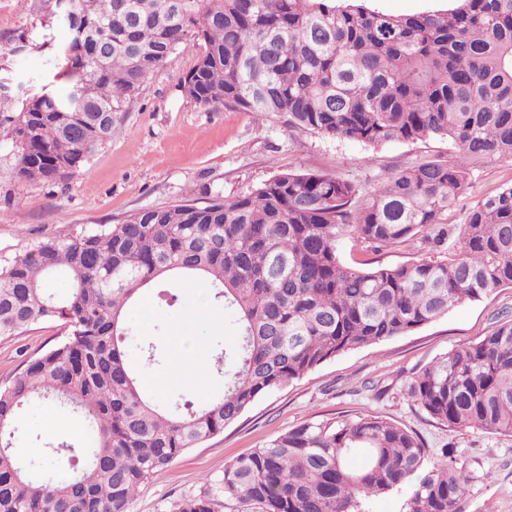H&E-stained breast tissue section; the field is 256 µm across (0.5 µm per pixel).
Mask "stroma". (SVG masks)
Listing matches in <instances>:
<instances>
[{"instance_id":"obj_1","label":"stroma","mask_w":512,"mask_h":512,"mask_svg":"<svg viewBox=\"0 0 512 512\" xmlns=\"http://www.w3.org/2000/svg\"><path fill=\"white\" fill-rule=\"evenodd\" d=\"M22 29L34 48L11 53L9 38ZM66 35L62 18L43 23L34 0H0V82L21 97L50 82L65 90V82L54 78L52 53L43 43L62 42ZM197 56L192 46L174 50L144 79L122 112L112 140L55 185L13 181L17 149L0 128V265L45 239L116 224L132 212L175 204L191 194L200 200L214 193L231 199L281 172L326 171L349 180L366 197L397 171L430 160L448 161L458 153L454 144L440 137L368 145L291 128L284 114L261 117L210 109L181 89ZM470 180L468 194L448 212L450 234L443 247L420 238L378 247L344 236L337 242L340 259L358 268L397 267L454 253L468 210L501 185L512 183V160L491 157L471 165ZM180 296L171 307L155 302L147 310L138 303L129 309L127 351L140 366L142 342L155 343L164 359L153 366V373L173 377L165 400L185 392L203 400L218 390L220 376L213 369L198 377L176 375L171 343L183 325L195 324L196 345L211 360L235 344L236 326L230 311L214 302L206 286L182 288ZM506 316L512 318V287L463 302L411 333L336 356L302 379L263 395L224 432L187 449L140 489L129 512H172L178 500L216 483L225 464L302 422L360 415H376L416 432L429 456L449 450L472 477L461 512H512V436L449 428L431 419L407 394L412 375L449 351L478 342ZM62 332L58 323L45 322L0 337V386L27 360L52 348ZM88 438L78 419L37 400L22 412L16 446L27 468L39 473L46 467L42 442Z\"/></svg>"}]
</instances>
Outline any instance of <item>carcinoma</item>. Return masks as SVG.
I'll list each match as a JSON object with an SVG mask.
<instances>
[{"label": "carcinoma", "mask_w": 512, "mask_h": 512, "mask_svg": "<svg viewBox=\"0 0 512 512\" xmlns=\"http://www.w3.org/2000/svg\"><path fill=\"white\" fill-rule=\"evenodd\" d=\"M67 21L56 77L4 115L12 178L64 179L112 139L144 78L179 46L199 48L181 81L214 110L284 113L294 128L380 144L437 136L458 160L392 175L365 200L324 172H283L252 192L138 210L119 224L48 238L0 268V336L60 320L65 335L0 386V512H128L139 488L218 435L261 396L349 351L405 335L512 285V184L472 207L456 257L360 270L344 235L394 245L448 237L469 166L512 159V0H454L390 15L366 0H39ZM63 275L67 295L51 279ZM203 283L233 310L237 344L215 358L224 388L163 403L126 356L127 308L152 288L167 305ZM408 395L452 428L512 435V320L425 366ZM39 398L81 417L90 446L44 443L50 462L82 459L58 481L21 465L14 434ZM361 457L354 467L350 460ZM468 472L429 457L413 432L373 415L304 422L224 465L218 486L175 512H368L406 491L402 512H460Z\"/></svg>", "instance_id": "obj_1"}]
</instances>
